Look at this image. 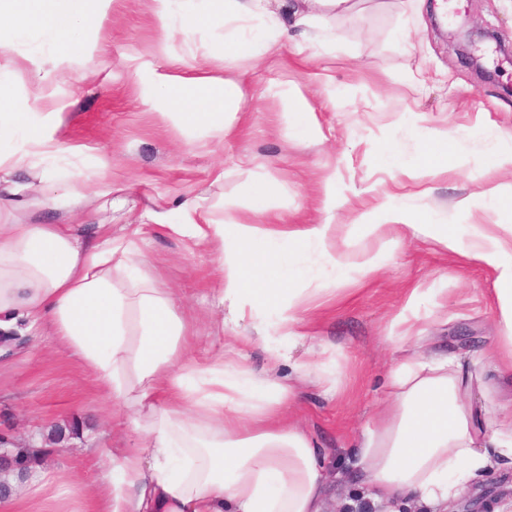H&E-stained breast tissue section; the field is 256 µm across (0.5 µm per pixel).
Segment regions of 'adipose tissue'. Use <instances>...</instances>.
Here are the masks:
<instances>
[{"label": "adipose tissue", "mask_w": 512, "mask_h": 512, "mask_svg": "<svg viewBox=\"0 0 512 512\" xmlns=\"http://www.w3.org/2000/svg\"><path fill=\"white\" fill-rule=\"evenodd\" d=\"M112 0H0V18L14 30L37 27L64 41L76 27H91ZM349 0H148L163 38L192 41L216 15L237 32L232 49L256 59L279 50L290 27L310 26L317 11L348 9ZM257 36L247 30L256 18ZM142 99L201 139L223 142L232 134L243 101L239 84L204 71L150 67ZM42 92L0 110V140L15 141L0 158V185L32 156L63 149L56 129L33 124ZM84 177L72 173L63 192L38 198L57 213L52 224L13 223L0 215V328L26 323L34 338L64 347L120 408L139 447L112 459V484L101 512H324L326 458L316 440L288 412L292 389L268 372L255 371L245 355L204 360L188 354L189 335L173 293L157 287L145 255L127 234L80 231L92 216ZM245 209L250 222L236 221ZM265 194L244 201L227 198L215 220L205 198L180 202L178 221L147 212L153 225L206 247L221 272L212 289L214 306L242 320L269 309L275 333L261 342L272 363L288 359L287 342L306 339L296 291L271 287L259 270L285 268L291 255L317 245L331 270L370 273L374 256L349 262L327 245L328 224H275ZM418 232L453 254L496 274L497 334L491 357L498 374L512 380V253L485 225L467 232L434 221ZM415 297L396 315L390 343L396 364L386 383L383 410L358 438L356 475L372 500L394 512L417 502L447 512L450 501L473 478L512 459V413L491 417L477 410L466 362L482 353L408 354L407 342L425 333Z\"/></svg>", "instance_id": "obj_1"}]
</instances>
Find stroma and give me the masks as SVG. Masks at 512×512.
Returning <instances> with one entry per match:
<instances>
[{
	"label": "stroma",
	"mask_w": 512,
	"mask_h": 512,
	"mask_svg": "<svg viewBox=\"0 0 512 512\" xmlns=\"http://www.w3.org/2000/svg\"><path fill=\"white\" fill-rule=\"evenodd\" d=\"M444 2L443 22L435 0H352L349 10L325 18L339 34L335 46L301 53L287 46L259 61L225 49L233 31L220 19L204 26L192 46L164 40L146 0H114L98 30L77 29L59 49L39 30L16 38L9 22L0 23V53L40 54L54 74L42 82L25 67L1 71L0 107L10 108L44 85L46 111L37 120L58 113V136L76 154L36 158V169L50 185L80 166L89 176L84 189L95 197L96 223L135 225L145 210L195 195L242 198L260 177L270 182L284 223L332 224L329 243L338 251L388 255L367 275H337L336 295L319 300L311 339L292 349L289 362L273 367L257 341L273 320L271 312L240 321L234 341H226L195 309L197 299L219 285L221 274L209 258L191 254L190 242L160 229L143 246L158 287L193 310L197 352H243L255 370L272 369L285 385L296 382L301 362L317 358L333 367L334 393L304 382L291 407L325 449L331 474L348 468L357 435L379 405L392 366L387 338L411 289L420 291L419 314L448 316L431 324L428 346L481 351L495 333V272L421 236L388 245L385 235L367 234L362 223L388 202L407 210L414 224L440 218L462 229L512 222L507 214L457 207L482 188L512 185V165L496 161L497 154L512 152V62L502 54L512 45V0ZM467 18L491 32L473 47L490 74L485 81L448 45V34ZM404 36L413 46L408 55L399 49ZM129 55L148 66L174 58L179 68L201 65L241 84L244 101L234 134L201 146L197 132L146 106L142 77L125 64ZM283 89L305 97L319 139L284 124L278 98ZM436 132L457 140L443 167L424 153L425 137ZM104 169L112 174L108 198L97 194L95 175ZM469 371L476 406L512 409V384L498 377L491 360ZM0 436L8 439L10 453L37 450L26 464V479L12 486L17 512H45L53 497L67 512H98L106 455L126 444L117 408L79 362L53 342L27 336L0 359Z\"/></svg>",
	"instance_id": "35a3bbf8"
}]
</instances>
